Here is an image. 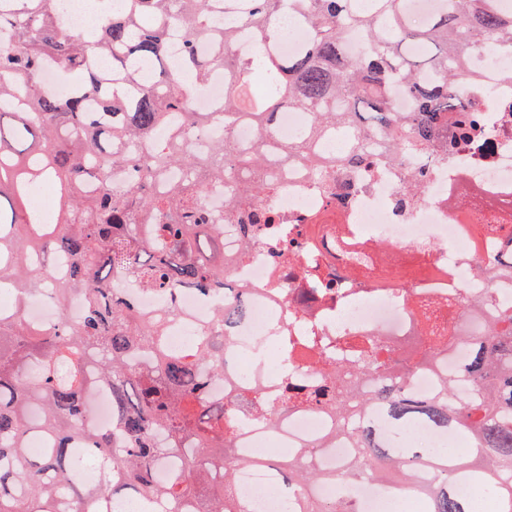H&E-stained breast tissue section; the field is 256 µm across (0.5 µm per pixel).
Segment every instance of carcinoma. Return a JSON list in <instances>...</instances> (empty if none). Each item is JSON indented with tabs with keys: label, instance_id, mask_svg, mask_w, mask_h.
<instances>
[{
	"label": "carcinoma",
	"instance_id": "cac0c4a2",
	"mask_svg": "<svg viewBox=\"0 0 512 512\" xmlns=\"http://www.w3.org/2000/svg\"><path fill=\"white\" fill-rule=\"evenodd\" d=\"M0 10V280L13 288L16 304L0 312V512H111L122 496L149 503L164 499L170 512H248L233 490L237 434L244 414L272 424L290 396L276 406L258 391H231L213 399L208 389L224 377L221 345L243 313L246 292L220 310L216 334L184 351L169 349L168 308L150 319L124 301L111 282L136 280L143 291L175 294L181 288L210 293L224 288L230 261L202 254L224 225L205 208L202 190L211 181L234 185L224 206L243 215L241 230L253 241L279 223L259 201L273 185L279 152L302 158L314 176L325 168L315 140L336 127L354 130L342 155L354 167L368 160V132L383 133L393 155L446 153L484 133L478 110L454 93L466 81L462 57L492 44L512 54V9L503 0H438L425 25L405 22L409 0H240L242 15L263 42L269 73L265 90H252L255 58L206 55L198 43L214 38L230 46L235 31L211 22L220 0H127L120 13L74 32L57 22L55 0H15ZM309 29L302 49L280 53L282 9ZM182 25L184 51L178 68L163 66L171 19ZM350 29L362 33L365 52L345 50ZM107 55L112 71L133 63L158 68L127 98L115 88L98 92L92 61ZM70 79L68 97L41 90L47 66ZM224 69L223 134L207 154L185 145L188 127L211 123L190 98L215 69ZM410 99L407 112L392 104L394 88ZM282 106L310 113L306 138L279 145L269 139ZM249 122L257 143L240 148L233 129ZM172 130L171 138L156 134ZM58 186L60 223H41L30 206L31 189ZM42 293L60 318L51 329L26 318L30 295ZM84 296V312L65 314L70 298ZM418 347L390 348L367 338L359 357L344 366L329 361L322 388L309 402L332 413L353 439L350 475L378 481L395 494L414 493L413 474L433 464V484L422 490L419 512H474L456 485L470 482L496 497L499 512H512V309H504L484 332L473 322L462 377L472 396L449 405L456 379L441 375L430 399L404 387L420 369L442 370L448 330L438 320L420 328ZM112 388L110 431L89 422L87 392ZM376 405L383 423L363 413ZM451 429L474 450L443 457L416 446L411 430ZM39 435V452L29 442ZM312 450L270 454L260 462L278 470L288 488H302L318 475L309 468ZM93 459L108 473L91 489L76 475ZM175 462L165 483L155 471Z\"/></svg>",
	"mask_w": 512,
	"mask_h": 512
}]
</instances>
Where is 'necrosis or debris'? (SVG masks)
<instances>
[{
	"mask_svg": "<svg viewBox=\"0 0 512 512\" xmlns=\"http://www.w3.org/2000/svg\"><path fill=\"white\" fill-rule=\"evenodd\" d=\"M464 69L470 75L464 96L479 99L488 121L486 139L476 146L400 161L380 148L369 165L332 164L322 179L311 178L302 160L281 158L277 188L260 206L283 217L281 229L288 235L294 232L293 220L316 218L315 232L301 240L295 260L271 257L268 239L245 241L237 221L225 217L224 253L234 260L227 278L246 288L251 313L233 331L224 379L211 386V395L257 389L278 401L285 386L314 384L328 351L352 347L367 336L399 345L417 334L427 314L448 321V368L453 371L468 355L466 346L455 341L464 322L461 298L482 300L489 318L497 305L512 300V283L494 275L501 266L499 242L512 236V115L501 112L512 103V56L482 49L466 56ZM418 168L427 174L424 191L405 199L409 173ZM344 183L353 185L352 194L342 206L329 207L328 197ZM385 264L399 268V275L382 273ZM310 267L335 280L336 292L312 293L300 304L295 297L304 286L301 273ZM114 286L145 316L175 307L167 323L168 343L175 349L189 335L212 332L217 311L229 299L219 290L204 296L185 288L172 300L144 292L132 279ZM273 441L283 448L315 445L313 463L326 472L348 467L353 457L334 418L316 407L289 406L274 431L252 422L237 446L252 461ZM236 487L249 512L298 508V498H281L274 470L241 468ZM311 491L335 501L337 512H393L392 495L367 478L320 483Z\"/></svg>",
	"mask_w": 512,
	"mask_h": 512,
	"instance_id": "obj_1",
	"label": "necrosis or debris"
}]
</instances>
